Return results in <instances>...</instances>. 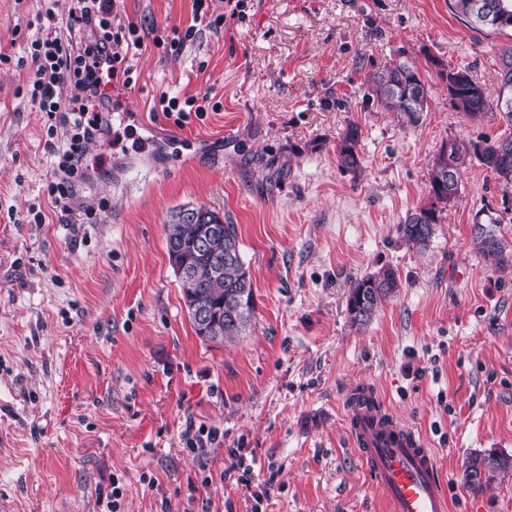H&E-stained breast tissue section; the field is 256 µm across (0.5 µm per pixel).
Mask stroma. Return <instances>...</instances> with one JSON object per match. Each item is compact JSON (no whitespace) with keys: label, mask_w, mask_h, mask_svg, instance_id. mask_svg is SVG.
Instances as JSON below:
<instances>
[{"label":"stroma","mask_w":512,"mask_h":512,"mask_svg":"<svg viewBox=\"0 0 512 512\" xmlns=\"http://www.w3.org/2000/svg\"><path fill=\"white\" fill-rule=\"evenodd\" d=\"M67 0H0V501L9 512H384L351 437L348 391L370 388L424 437L451 512H512V470L474 491L466 460L512 458V266L492 270L473 242L475 213L508 219L512 189L478 162L426 250L397 231L430 205L428 172L444 141L512 136L463 117L431 66L468 69L489 103L512 31L471 28L448 0H243L211 14L177 52L156 48L192 23V0H120L144 48L119 88L116 146L81 195L82 223L30 221L46 204L54 157L23 89L36 14ZM412 62L430 90L418 125L367 97V78ZM209 94L183 125L160 96ZM363 137L360 176L336 146ZM62 142V135L52 137ZM205 206L235 225L255 312L242 336H196L169 262L166 226ZM388 267L399 281L372 321L354 325L350 285ZM223 432L207 459L181 440L186 418ZM241 449L248 482L232 470ZM271 483L268 500L249 488ZM362 131L357 124H349L340 142L336 146V156L339 167L353 176H358L362 171L363 160L360 156L359 145Z\"/></svg>","instance_id":"stroma-1"}]
</instances>
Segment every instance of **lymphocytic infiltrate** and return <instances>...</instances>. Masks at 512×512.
<instances>
[{
  "label": "lymphocytic infiltrate",
  "instance_id": "f902f5d3",
  "mask_svg": "<svg viewBox=\"0 0 512 512\" xmlns=\"http://www.w3.org/2000/svg\"><path fill=\"white\" fill-rule=\"evenodd\" d=\"M113 10V0H71L67 37H60L49 20L42 23L30 47L35 70L26 95L37 111L69 128L63 143L52 149L58 164L47 185L53 210L67 217L73 214L81 185L95 170L87 159L88 143L112 132V96L107 87L117 81L131 86L126 55L143 48L135 25L115 22ZM68 81L78 86L80 94L64 107L57 90Z\"/></svg>",
  "mask_w": 512,
  "mask_h": 512
}]
</instances>
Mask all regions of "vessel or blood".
Wrapping results in <instances>:
<instances>
[{
  "label": "vessel or blood",
  "instance_id": "b4317fda",
  "mask_svg": "<svg viewBox=\"0 0 512 512\" xmlns=\"http://www.w3.org/2000/svg\"><path fill=\"white\" fill-rule=\"evenodd\" d=\"M346 397L352 439L387 512H448V493L437 460L422 435L392 412Z\"/></svg>",
  "mask_w": 512,
  "mask_h": 512
}]
</instances>
